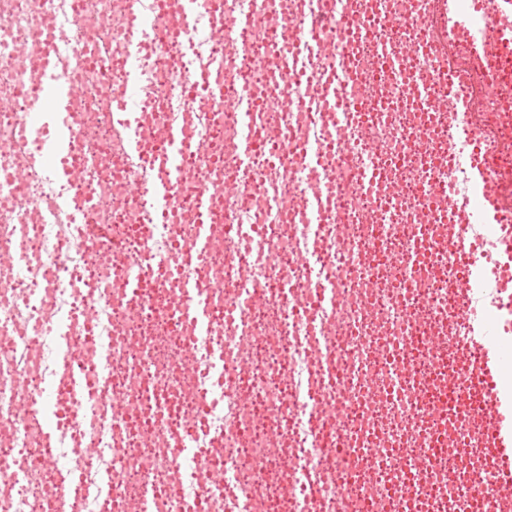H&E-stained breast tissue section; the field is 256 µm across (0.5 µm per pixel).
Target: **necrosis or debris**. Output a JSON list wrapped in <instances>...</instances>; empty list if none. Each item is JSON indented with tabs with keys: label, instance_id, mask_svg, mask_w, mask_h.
<instances>
[{
	"label": "necrosis or debris",
	"instance_id": "obj_1",
	"mask_svg": "<svg viewBox=\"0 0 512 512\" xmlns=\"http://www.w3.org/2000/svg\"><path fill=\"white\" fill-rule=\"evenodd\" d=\"M0 0V89L15 93L0 112V243L25 260L0 262V512H53L44 488H54L72 512H141L140 491L151 489L156 512H225L227 497L259 502L262 512H309L302 477L288 458L328 467L319 486L322 512H512V486L492 483V470L457 442L481 421L452 389L461 362L447 344L458 335L463 297L454 284L464 266L448 241L458 216H432L437 189L460 170L438 162L448 132L462 123L456 85L471 64L490 71L483 107L466 139L488 157L499 187L512 191V44L488 34L479 45L449 32L463 66L439 79L448 110L437 115L411 98L417 77L412 56L391 65L379 48L431 43L427 0H342L339 11L321 0ZM324 11L315 41L323 47L307 70L273 74L270 58L294 59L283 25ZM228 18L223 45L212 32ZM56 45L46 56L42 42ZM143 68L141 95L158 103L144 113L140 133L153 151L166 147L164 129L180 120L203 134L209 150H188L174 200L159 214L126 186L161 171L127 159L121 137L105 117L106 83H120L126 62ZM355 76L342 90L345 111L315 102L314 87L335 79L337 65ZM202 68L213 69L227 99L249 92L260 104L261 133L250 171L236 162L237 112L216 104L194 112L184 87ZM81 88L68 108L73 150L69 164L83 175L45 171L21 137L34 71ZM294 87L306 111H288L279 80ZM432 131L427 152L413 151L408 134ZM324 142L321 160L301 164L305 145ZM369 152L374 175L353 180L348 154ZM323 184L325 221L312 224L310 190ZM112 189L108 208H88L92 190ZM215 198L207 256L184 272L150 279L140 297L127 290L131 268L161 262L196 232L193 199ZM311 247L321 271L336 283L339 302L327 312L317 283L295 258ZM207 282L210 326L171 321L185 278ZM259 285V301L246 283ZM224 339V367L205 355ZM112 357L101 378L97 356ZM81 370L85 399L69 392ZM211 378L205 390L203 378ZM64 408L53 437L33 418ZM346 414L329 434L321 415ZM202 427L221 440L197 455L178 457L175 444ZM98 451L84 452L90 432ZM430 461L419 470L415 459ZM224 468V488L207 471ZM117 472L112 482L103 474Z\"/></svg>",
	"mask_w": 512,
	"mask_h": 512
}]
</instances>
